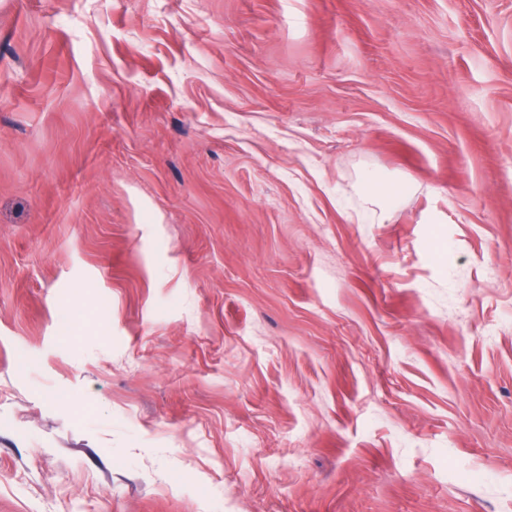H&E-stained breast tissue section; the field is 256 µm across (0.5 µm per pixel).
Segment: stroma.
<instances>
[{
    "label": "stroma",
    "instance_id": "35a3bbf8",
    "mask_svg": "<svg viewBox=\"0 0 512 512\" xmlns=\"http://www.w3.org/2000/svg\"><path fill=\"white\" fill-rule=\"evenodd\" d=\"M0 512H512V0H0ZM363 188L380 206L382 214L389 215L396 204L411 191L412 184L392 182L383 174L368 172L363 176Z\"/></svg>",
    "mask_w": 512,
    "mask_h": 512
}]
</instances>
